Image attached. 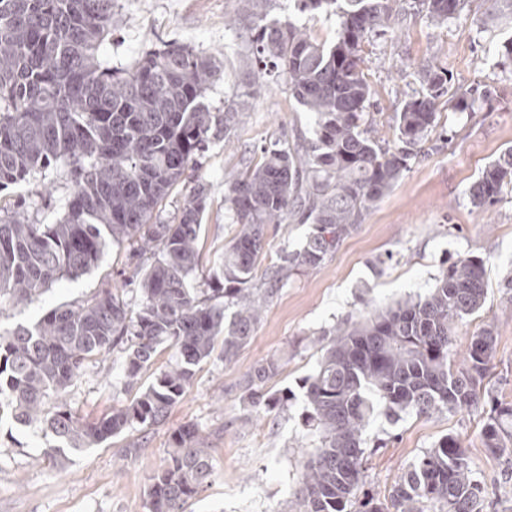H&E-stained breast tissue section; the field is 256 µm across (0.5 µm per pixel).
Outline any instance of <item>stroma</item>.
Returning a JSON list of instances; mask_svg holds the SVG:
<instances>
[{
	"label": "stroma",
	"mask_w": 512,
	"mask_h": 512,
	"mask_svg": "<svg viewBox=\"0 0 512 512\" xmlns=\"http://www.w3.org/2000/svg\"><path fill=\"white\" fill-rule=\"evenodd\" d=\"M489 6V0H467L459 17L439 23L414 0H405L397 30L370 38L362 56L376 119L384 126H391L401 101L419 88L420 67L429 61L447 68L451 88L490 87L491 102L469 113L440 101L428 151L410 160L392 190L331 257L280 288L251 343L233 361L215 356L199 366L164 422L127 429L69 455L56 468L35 458L49 442L40 426L0 416V512H147L151 478L171 449V434L186 424L198 426L213 456L211 481L187 512H293L307 454L318 444L304 424L303 390L304 378L316 371L320 358L317 338L360 321L368 311L425 296L442 268L461 258L484 259L489 290L483 309L455 322V350L463 352L471 336L493 325L497 341L487 386L499 399L512 401V304L502 302L512 278V185L486 210L473 207L469 199L481 171L512 147V63L497 55L500 44L512 37V25L485 27ZM236 7L237 0H117L115 32L102 48L113 64L127 65L158 41L175 38L220 61V75L206 95L213 111H223L236 94H254L252 107L239 116L235 136L213 139L195 172L211 191L203 220L208 267L221 258L235 233L224 207L225 174L247 166L258 146L282 139L308 146L316 122L314 113L296 104L284 77L255 76L248 61L250 17H242L236 30L224 28L225 15ZM257 10L268 19L307 27L318 41L336 39L335 13L302 14L293 0H261ZM71 190L63 171L54 169L46 179L31 178L1 190L0 202L22 200L26 216L39 221L58 216ZM310 230L307 224L267 225L269 246L254 272V286H261L278 250L300 248ZM133 269L126 248L110 247L89 273L54 283L35 303L5 306L0 328L34 323L55 305L128 284ZM266 358L281 363L267 389L287 391L289 399L271 413L244 409L239 384ZM124 361L117 347L90 362L67 392L73 412L97 417L129 403L135 391L125 384ZM482 419L479 410L410 413L396 420L374 414L365 435L367 488L387 493L416 457L443 435L455 433L477 479L487 486L483 512H512V465L488 455L480 435Z\"/></svg>",
	"instance_id": "1"
}]
</instances>
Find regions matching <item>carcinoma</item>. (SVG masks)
Returning <instances> with one entry per match:
<instances>
[{
  "label": "carcinoma",
  "instance_id": "obj_1",
  "mask_svg": "<svg viewBox=\"0 0 512 512\" xmlns=\"http://www.w3.org/2000/svg\"><path fill=\"white\" fill-rule=\"evenodd\" d=\"M344 2L331 46L291 21L254 20L258 71L285 77L298 104L317 117L315 139L304 151L286 143L262 146L257 161L224 179L235 234L209 269L212 287L198 290L189 281L202 266L208 187L197 181L170 222L160 219V208L189 177L210 137L236 129L246 101L212 111L205 97L217 61L177 41L162 42L127 66L112 65L100 49L112 34L115 0H0V191L58 165L73 183L53 224L0 218V304H31L120 244L131 247L139 287L133 300L102 288L82 303L52 307L31 326L0 330V407L51 435L38 458L59 462L136 425L162 422L216 347L232 361L288 278L319 267L393 188L436 126L441 98L451 95L459 112L492 98L481 85L449 92L448 70L428 65L420 89L395 112L399 145L390 147L370 117L373 92L361 48L392 29L399 0ZM421 2L441 22L464 7V0ZM294 3L305 13L338 0ZM503 18L512 19V0H494L485 22ZM510 184L512 148L482 170L471 204H493ZM291 221L313 225L305 245L281 250L265 270L264 287H251L266 226ZM487 287L484 260L459 259L426 296L318 340L321 357L304 389L319 445L304 465L295 512H483L485 486L453 433L416 458L381 498L363 490V460L364 433L379 408L396 418L457 414L481 403L489 406L481 428L486 451L512 459V402L484 385L493 326L471 336L463 359L452 357L453 325L483 308ZM121 344L126 383L138 387L136 396L98 419L79 418L62 398L90 361ZM163 345L173 361L139 385ZM278 371L274 358L258 362L240 386L243 403L255 410L279 404L266 389ZM211 475V449L203 447L199 428L182 426L152 477L148 512H186Z\"/></svg>",
  "mask_w": 512,
  "mask_h": 512
}]
</instances>
